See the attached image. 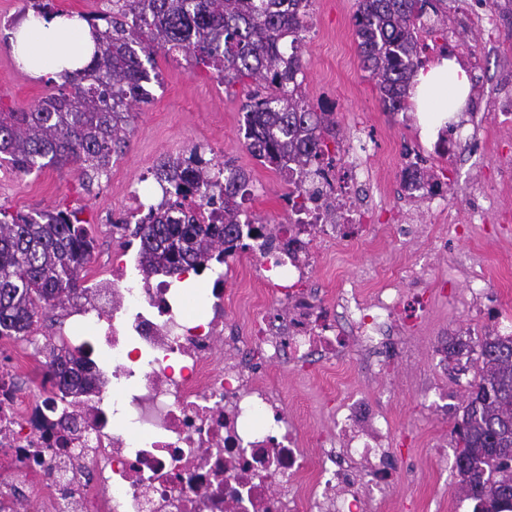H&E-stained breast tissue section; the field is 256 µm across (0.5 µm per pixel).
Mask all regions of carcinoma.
Returning <instances> with one entry per match:
<instances>
[{"instance_id": "carcinoma-1", "label": "carcinoma", "mask_w": 512, "mask_h": 512, "mask_svg": "<svg viewBox=\"0 0 512 512\" xmlns=\"http://www.w3.org/2000/svg\"><path fill=\"white\" fill-rule=\"evenodd\" d=\"M442 0H358L353 25L364 67L377 82L387 112L411 109L410 86L425 64L415 31L425 8ZM305 0H112L109 15L82 14L96 50L64 84L29 111L0 109V158L18 171L76 164L91 184L125 152L133 107L150 98V68L159 51L182 53L230 86L251 80L241 110L245 145L270 168L292 162L304 169L322 162L335 113L316 110L298 88ZM218 169L195 148L156 167L168 196L149 205L135 226L121 229L139 241L144 280L178 277L245 248L237 196L249 193V176L219 180ZM219 188L212 204L224 207L203 224L182 199ZM80 210L50 208L35 214L0 208V338L28 331L40 310L88 291L84 287L93 238ZM479 380L452 435L461 491L473 512H512V337L486 336ZM46 376L79 391L93 377L44 363Z\"/></svg>"}]
</instances>
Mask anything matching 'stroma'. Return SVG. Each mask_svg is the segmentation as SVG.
<instances>
[{"label":"stroma","mask_w":512,"mask_h":512,"mask_svg":"<svg viewBox=\"0 0 512 512\" xmlns=\"http://www.w3.org/2000/svg\"><path fill=\"white\" fill-rule=\"evenodd\" d=\"M358 0H313L310 11L319 34L305 38L302 47V92L314 107L335 112L337 140L347 148L356 125L372 126L378 149L371 158L374 194L380 211L398 208L405 158L419 156L431 166L433 137L421 131L417 112L408 117L384 111L371 74L359 55L352 17ZM504 13L496 43H486L478 32L462 28L458 15L462 0H447L448 20L437 29L440 42L454 41L458 55L477 61L485 73V90L512 81V13L505 0H489ZM30 0H0V108L27 110L46 93L44 79L20 69L13 57L10 33ZM158 80L150 100L140 105L129 143L107 176L84 188L75 166L45 167L31 173L0 162V207L9 212L34 213L56 206L81 209L97 252L117 254L123 239L102 217L122 216L131 206L130 193L155 204L161 200L154 171L159 161L198 149L205 157L231 164L249 173L252 194L244 207L253 220L268 228L287 223L288 184L247 150L242 133L241 86L224 87L205 68L189 65L179 54H157ZM485 133L470 146V157L452 155L448 166L452 182L445 192L450 204L464 207L469 188L487 179L497 167L512 164V126L484 122ZM477 262L486 278L485 317H476L453 296L440 293V282L462 290L464 278L450 277L459 261ZM317 268L310 281L326 315L336 309V282L359 283L380 271L411 264L422 271V284L432 290V303L424 322L410 341L417 353L414 363L393 359L377 379L366 377L359 352L343 361L308 373L289 366L270 370L272 388L300 435L309 442L334 435L336 422L329 401L351 391L367 395L384 415L395 438L390 465L394 481L388 495L376 500L372 512H405L416 502L417 512H472L466 498L453 497L459 486L454 469L452 428L462 416L467 395L479 378L480 339L497 323L512 319V232L485 225L467 240L457 239L451 224H431L413 239L391 240L377 227L367 237L353 236L330 245H317ZM232 277L226 283L224 333L247 335L259 309L281 306L279 289L260 282L251 252L229 259ZM454 342L471 359L466 379H459L457 358L439 365L436 353Z\"/></svg>","instance_id":"1"}]
</instances>
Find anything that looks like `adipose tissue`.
Instances as JSON below:
<instances>
[{
	"label": "adipose tissue",
	"instance_id": "obj_1",
	"mask_svg": "<svg viewBox=\"0 0 512 512\" xmlns=\"http://www.w3.org/2000/svg\"><path fill=\"white\" fill-rule=\"evenodd\" d=\"M95 45L89 26L64 14L28 15L16 30L12 52L35 78L64 81L66 73L87 62ZM412 99L419 112L451 115L464 110L470 78L453 60L443 59L420 71L413 80Z\"/></svg>",
	"mask_w": 512,
	"mask_h": 512
}]
</instances>
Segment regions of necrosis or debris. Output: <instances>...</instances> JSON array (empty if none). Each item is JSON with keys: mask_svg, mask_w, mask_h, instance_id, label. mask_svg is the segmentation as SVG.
Returning a JSON list of instances; mask_svg holds the SVG:
<instances>
[{"mask_svg": "<svg viewBox=\"0 0 512 512\" xmlns=\"http://www.w3.org/2000/svg\"><path fill=\"white\" fill-rule=\"evenodd\" d=\"M348 154L297 175L290 223L255 249L261 280L280 281L285 308L258 320L247 357L224 336L225 276H200L189 307L183 289L138 279L123 260L101 270L94 300L71 305L66 331L32 329L0 343V512H368L371 489L394 476L385 465L390 435L367 399L333 402L336 433L313 460L255 371L282 360L312 372L354 343L377 351L387 334L413 335L428 307L419 293L402 309L408 268L368 297L344 284L340 327L323 319L305 288L314 241H341L367 222V140ZM447 184L443 168L412 163L402 191L433 199L432 214L449 223H485L494 199L457 217L441 199ZM52 351L95 374L93 386L24 392L18 367L41 368Z\"/></svg>", "mask_w": 512, "mask_h": 512, "instance_id": "1", "label": "necrosis or debris"}]
</instances>
